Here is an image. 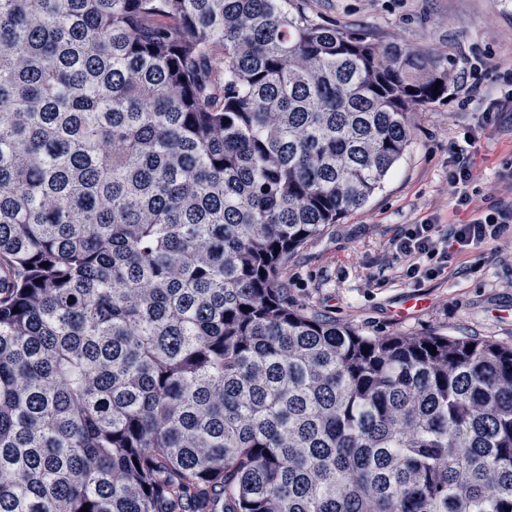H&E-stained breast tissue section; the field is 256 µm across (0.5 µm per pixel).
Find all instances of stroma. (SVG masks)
I'll use <instances>...</instances> for the list:
<instances>
[{
	"mask_svg": "<svg viewBox=\"0 0 512 512\" xmlns=\"http://www.w3.org/2000/svg\"><path fill=\"white\" fill-rule=\"evenodd\" d=\"M314 22L375 43L435 52L451 72L446 99L418 110L414 134L383 186L289 260L299 308L365 336L441 333L512 346V227L501 239L451 249L437 273L409 279L390 244L409 225L459 223L448 187V146L491 115L469 149L478 205H512V0H292Z\"/></svg>",
	"mask_w": 512,
	"mask_h": 512,
	"instance_id": "stroma-1",
	"label": "stroma"
}]
</instances>
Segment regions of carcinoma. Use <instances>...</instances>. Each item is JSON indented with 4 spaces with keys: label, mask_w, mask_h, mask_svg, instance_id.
Listing matches in <instances>:
<instances>
[{
    "label": "carcinoma",
    "mask_w": 512,
    "mask_h": 512,
    "mask_svg": "<svg viewBox=\"0 0 512 512\" xmlns=\"http://www.w3.org/2000/svg\"><path fill=\"white\" fill-rule=\"evenodd\" d=\"M288 2L0 0V512L512 509V346L283 278L449 71Z\"/></svg>",
    "instance_id": "cac0c4a2"
}]
</instances>
